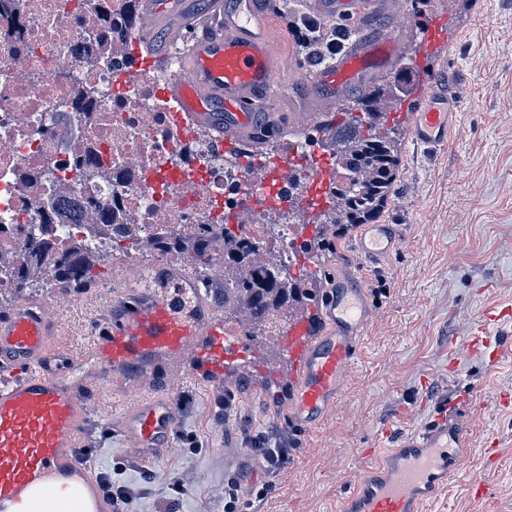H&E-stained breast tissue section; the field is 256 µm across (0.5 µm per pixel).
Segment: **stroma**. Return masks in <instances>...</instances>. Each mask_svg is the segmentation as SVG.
Wrapping results in <instances>:
<instances>
[{"label":"stroma","mask_w":512,"mask_h":512,"mask_svg":"<svg viewBox=\"0 0 512 512\" xmlns=\"http://www.w3.org/2000/svg\"><path fill=\"white\" fill-rule=\"evenodd\" d=\"M428 13L449 16L447 52L429 57L431 76L447 80L463 107L447 148L417 146L407 119L397 126L402 145L397 180L379 214L396 225L400 249L385 258L360 256L359 228L329 230L320 258L318 288L343 267L358 272L375 306L361 355L333 413L314 432L289 429L285 420L292 386L278 359L247 364L215 385L194 361L157 360L113 378L124 400L150 392L165 373L180 377L174 392L179 423L175 446L141 469L110 426L120 404L99 409L81 456L99 472L141 489L136 512H224V480L244 490L266 488L263 501L243 512H338L354 475L366 464L383 429L402 436L424 429L437 398L473 394L471 456L460 476L423 512H512V411L492 397L512 390V363L491 365L476 356L453 357L456 341L490 308L512 306V0H429ZM62 314L74 351L99 327V307L85 290L71 293ZM500 440L495 461L484 444ZM286 443L288 462L269 471L260 451ZM185 492L171 499V484ZM487 493L470 497L468 481Z\"/></svg>","instance_id":"35a3bbf8"}]
</instances>
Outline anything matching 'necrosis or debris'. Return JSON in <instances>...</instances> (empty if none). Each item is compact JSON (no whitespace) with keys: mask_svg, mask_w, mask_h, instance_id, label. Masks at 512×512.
Here are the masks:
<instances>
[{"mask_svg":"<svg viewBox=\"0 0 512 512\" xmlns=\"http://www.w3.org/2000/svg\"><path fill=\"white\" fill-rule=\"evenodd\" d=\"M135 25L132 0H0V260L46 281L73 248L129 268L140 261L134 242L155 225L179 237L228 218L241 240L296 266L301 228L290 216L302 173L274 207L256 201L205 131L175 124L160 77L126 50ZM120 69L135 74L124 88L113 81ZM72 198L76 222L57 213ZM106 213L112 224L100 222ZM34 237L47 243L37 256Z\"/></svg>","mask_w":512,"mask_h":512,"instance_id":"obj_1","label":"necrosis or debris"}]
</instances>
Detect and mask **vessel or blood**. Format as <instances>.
<instances>
[{"label": "vessel or blood", "mask_w": 512, "mask_h": 512, "mask_svg": "<svg viewBox=\"0 0 512 512\" xmlns=\"http://www.w3.org/2000/svg\"><path fill=\"white\" fill-rule=\"evenodd\" d=\"M384 2L303 0L309 15L327 27L366 20ZM282 8V0H139L131 53L141 67L162 75L177 122L206 129L226 159L245 149L259 159L271 135L304 132L321 113L335 111L349 86L387 75L405 61L397 30L353 40L305 76L313 107L285 110L295 67L276 45ZM448 21L444 14L428 17L416 34L419 53L408 63L420 98L410 111L413 140L428 149L447 147L460 109L446 81L430 79L426 70L427 58L447 44ZM319 139L304 202L312 215L328 206L333 178L329 127H321ZM293 162L290 154L273 168L258 162L254 185L280 186ZM400 243L394 225L371 224L356 248L381 257ZM358 279L354 270L337 272L320 303L322 335H312L303 316L291 320L275 343L279 358L295 369L288 421L296 430H313L327 418L351 377L375 312ZM511 324V306L485 314L464 340L466 355L493 362L512 356V347L498 337L500 327ZM64 336L59 312L49 304L24 301L0 311V512H30L35 506L59 512L57 492L65 487L87 512H118L101 475L80 455L99 407V381L152 357L185 354L218 380L245 357L238 336L229 334L223 315L201 293L197 276L179 263L160 276L143 269L128 274L85 350L72 352ZM472 404L468 395L436 402L428 426L399 437L355 477L342 512H421L466 463ZM177 421L166 387L128 404L119 432L126 447L149 463L171 451Z\"/></svg>", "instance_id": "vessel-or-blood-1"}]
</instances>
